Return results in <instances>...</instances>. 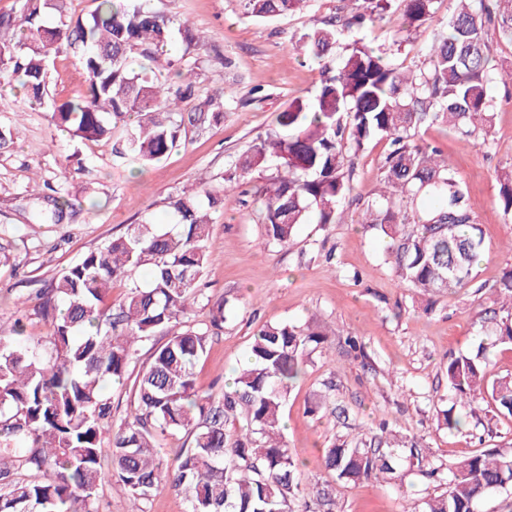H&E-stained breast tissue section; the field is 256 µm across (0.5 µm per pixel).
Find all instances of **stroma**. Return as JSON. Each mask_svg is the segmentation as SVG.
Here are the masks:
<instances>
[{
    "label": "stroma",
    "instance_id": "1",
    "mask_svg": "<svg viewBox=\"0 0 512 512\" xmlns=\"http://www.w3.org/2000/svg\"><path fill=\"white\" fill-rule=\"evenodd\" d=\"M335 5L336 0H307L294 14L256 22L243 17L241 0H151L154 11L188 22L202 38L191 47L178 41L168 49L172 64L162 69V79L194 70L196 93L179 112L186 121L182 144L153 165L139 167L123 155L130 132L125 124H117L108 139L76 142L51 121V100L84 91L72 56L58 54L50 67L45 103L23 106L20 91L0 86V126L13 132L12 144L0 149V336L10 335L18 319L27 335H47L31 299L66 268L143 216L168 224L172 198L196 190L199 182L222 191L228 161L265 135L293 99L317 93L320 65L291 52L288 44L320 26ZM455 8L454 0H436L433 21L404 33L403 4L391 0L385 22L371 36L387 47L402 37L394 62L413 67L425 60ZM221 93L228 96L223 119L190 124L191 114ZM495 110L485 146L464 147L442 124L419 131L420 143L441 148L467 185L484 232L486 251L475 280L458 293L429 297L407 288L386 261L381 238L358 222L379 188L388 151L381 137L356 157L354 193L339 206L335 223L300 226L292 245L263 241L255 190L268 172L247 176L244 203L210 213L204 295L229 298L234 306L194 368L196 388L220 395L263 324L314 319L326 348L311 354L290 391L285 440L303 463L302 483L335 486L336 512H418L443 490L419 476L409 485L390 475L337 483L323 465L325 448L336 440L368 443L384 433L405 446L418 444L438 465L512 445V417L501 415L489 398L473 410L453 404L447 377L449 358L471 351L491 320L504 314L492 289L512 266V215L498 204L496 173L512 165V83L498 84ZM33 180L66 181L72 213L62 223L41 220L45 203L31 195ZM22 296L28 304H19ZM349 336L359 339L362 351L348 347ZM319 395L326 398L324 408L309 414V402ZM449 406L466 416L461 431L437 426V409Z\"/></svg>",
    "mask_w": 512,
    "mask_h": 512
}]
</instances>
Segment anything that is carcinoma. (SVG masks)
Returning <instances> with one entry per match:
<instances>
[{
	"mask_svg": "<svg viewBox=\"0 0 512 512\" xmlns=\"http://www.w3.org/2000/svg\"><path fill=\"white\" fill-rule=\"evenodd\" d=\"M64 0H21L17 16L0 15V84L19 86L28 102L42 103L51 57L78 58L84 93L53 102L54 123L80 141L112 135L115 121L134 122L127 151L144 164L165 158L181 138L174 121L195 82L178 73L177 87L130 67L133 51L170 66L167 47L174 21L150 0H98L88 18L63 13ZM307 0H242L246 18L291 14ZM336 16L291 43L303 56L327 58L344 31L348 44L337 68L325 63L314 98H297L278 113L275 127L237 156L224 175V193L183 194L171 202L172 227L144 219L125 235L88 252L50 284L33 306L49 328L33 339L16 320L14 335L0 336V512H98L102 464L141 504L163 482L185 493L188 512H293L310 494L300 461L283 435V412L303 373L310 347L324 343L311 325H264L253 337L232 386L202 396L194 367L207 353L210 331L224 324L229 300H207L208 323L184 324L199 301L208 262L211 208L241 202L238 189L252 171L276 175L256 192L266 243L289 246L303 224H333L351 191L354 159L375 137L389 141L381 163L380 201L364 212V232L387 242L396 276L423 295L453 294L475 277L484 236L469 191L441 150L417 142L421 127L442 123L468 145L489 142L495 126L493 89L509 78L496 64L489 30L512 42V0H457V11L433 46L428 62L407 74L386 50L366 41L385 19L390 0H337ZM353 4L344 12L345 3ZM403 28L433 18L434 0H402ZM503 212L512 213V166L497 176ZM45 196L50 219L69 208L65 183ZM147 267L142 284L133 272ZM125 293L107 299L112 285ZM162 335L151 361L136 376L141 343ZM512 344V313L496 322L475 351L448 360V390L473 403L490 396L512 416V376L488 381L493 349ZM133 380L130 411L112 425L108 383ZM463 416L438 412V427L459 431ZM183 433L190 446L164 468L157 440ZM388 440L325 449L336 481L356 483L396 473ZM512 488V448H494L448 463L447 490L424 502L423 512H479L484 496Z\"/></svg>",
	"mask_w": 512,
	"mask_h": 512,
	"instance_id": "1",
	"label": "carcinoma"
}]
</instances>
